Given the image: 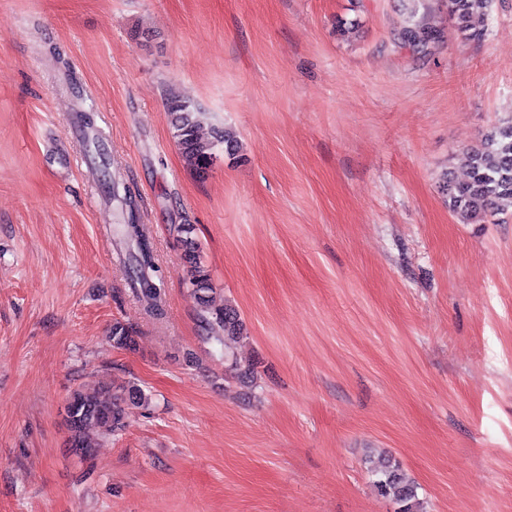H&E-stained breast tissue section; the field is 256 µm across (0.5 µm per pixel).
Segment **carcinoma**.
<instances>
[{
	"label": "carcinoma",
	"instance_id": "1",
	"mask_svg": "<svg viewBox=\"0 0 512 512\" xmlns=\"http://www.w3.org/2000/svg\"><path fill=\"white\" fill-rule=\"evenodd\" d=\"M482 2L446 0L448 14L456 19L458 30L467 39H480L486 34L485 17L474 13L475 6ZM167 111L172 136L184 161L194 170L205 172L220 146L229 156L238 152V140L233 133L218 127L204 131L203 113L190 102L171 95L167 99ZM83 146L98 182L107 195H112V170L106 161L104 143L86 137ZM467 168L464 181L447 180L443 184L448 208L453 213L466 221L486 222L503 206H512V121L492 126L482 143L468 153ZM113 231L128 245L124 268L137 300L146 315L155 320L163 319V272L155 263L149 240L140 231L135 212H123L121 223L114 225ZM194 231L191 224L176 227L181 256L188 266L191 295L201 310L204 339L220 342L228 349L247 337L246 326L232 306L212 305L211 277L199 260V243ZM109 341L114 348L131 349L136 345V336L130 326L116 320L110 328ZM149 404L150 396L133 380L78 386L71 392L65 407L70 447L82 461H87L102 440H115L123 435L130 408ZM365 468L377 492L396 504V512H425L417 484L392 457L369 455L365 458Z\"/></svg>",
	"mask_w": 512,
	"mask_h": 512
}]
</instances>
